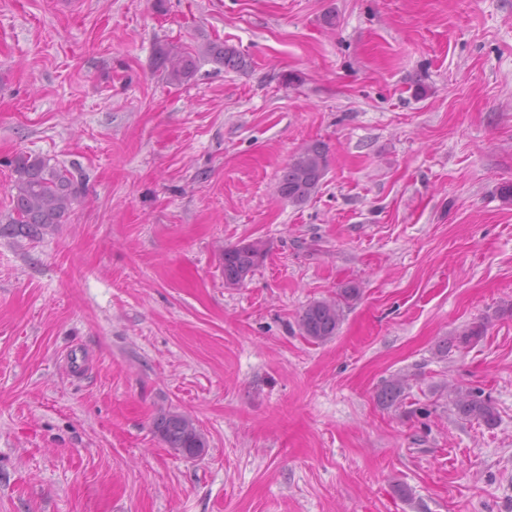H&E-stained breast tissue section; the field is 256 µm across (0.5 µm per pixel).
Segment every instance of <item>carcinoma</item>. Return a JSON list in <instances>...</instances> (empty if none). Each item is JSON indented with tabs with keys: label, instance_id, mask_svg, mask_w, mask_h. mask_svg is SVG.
I'll return each mask as SVG.
<instances>
[{
	"label": "carcinoma",
	"instance_id": "carcinoma-1",
	"mask_svg": "<svg viewBox=\"0 0 512 512\" xmlns=\"http://www.w3.org/2000/svg\"><path fill=\"white\" fill-rule=\"evenodd\" d=\"M156 58L166 81L183 84L198 69L200 59H207L227 69L245 71L249 62L233 46L213 42L192 54L176 44L157 48ZM11 165L15 174L11 186L13 209L6 224L0 225V234L34 237L65 221L73 203L82 192V185L71 173L48 157L18 156ZM328 169V148L321 142L302 146L288 163L278 184V193L294 205L308 202L318 191ZM265 256L264 244L255 241L224 250L221 263L224 282L236 285L260 265ZM359 295V288L347 285L336 294V299L310 302L299 314L301 333L309 340L323 343L337 335L341 324V308ZM485 333L482 323L465 327L455 338L454 347L466 348ZM409 388L405 379L396 377L386 381L378 392L379 401L386 406L400 404L407 398ZM456 413L469 421L492 427L499 414L491 397L480 389L458 391L453 400ZM154 433L176 453L188 458L201 456L208 447L207 439L191 416L165 411L153 422Z\"/></svg>",
	"mask_w": 512,
	"mask_h": 512
}]
</instances>
